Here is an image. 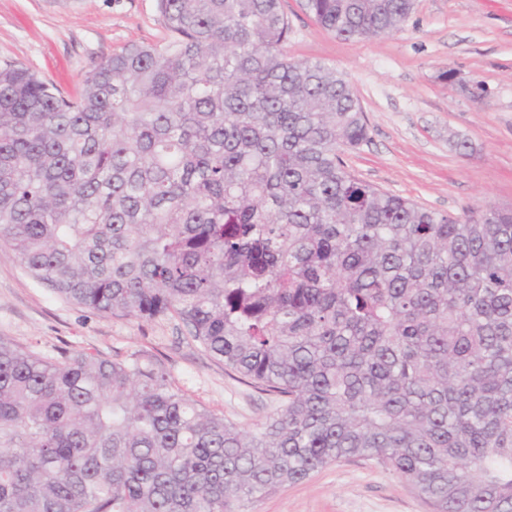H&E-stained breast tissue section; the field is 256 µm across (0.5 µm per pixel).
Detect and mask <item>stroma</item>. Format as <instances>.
Instances as JSON below:
<instances>
[{
  "instance_id": "1",
  "label": "stroma",
  "mask_w": 512,
  "mask_h": 512,
  "mask_svg": "<svg viewBox=\"0 0 512 512\" xmlns=\"http://www.w3.org/2000/svg\"><path fill=\"white\" fill-rule=\"evenodd\" d=\"M286 51L343 74L368 138L345 152L348 171L382 191L454 216L512 205V0H416L390 34L344 40L303 0H282ZM157 0H0V63L29 68L62 92L132 43L162 41ZM454 81L442 79L444 71ZM472 149L459 155L457 139ZM0 336L44 356L66 349L125 359L155 356L196 403L245 431L278 406L275 395L229 375L177 318L113 317L64 302L0 250ZM253 512H433L372 461L333 464L256 502Z\"/></svg>"
}]
</instances>
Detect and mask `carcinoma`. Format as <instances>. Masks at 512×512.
Masks as SVG:
<instances>
[{
	"mask_svg": "<svg viewBox=\"0 0 512 512\" xmlns=\"http://www.w3.org/2000/svg\"><path fill=\"white\" fill-rule=\"evenodd\" d=\"M168 32L70 96L0 65V249L67 303L176 316L279 397L248 432L151 357L0 336V512H250L350 458L434 512H512V208L358 179L348 82L285 52L282 0H157ZM343 39L414 0H304Z\"/></svg>",
	"mask_w": 512,
	"mask_h": 512,
	"instance_id": "cac0c4a2",
	"label": "carcinoma"
}]
</instances>
